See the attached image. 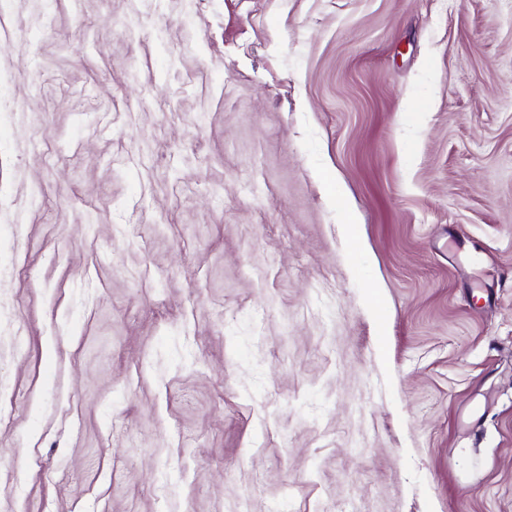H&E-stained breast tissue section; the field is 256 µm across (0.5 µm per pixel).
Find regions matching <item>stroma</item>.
I'll use <instances>...</instances> for the list:
<instances>
[{
    "label": "stroma",
    "mask_w": 512,
    "mask_h": 512,
    "mask_svg": "<svg viewBox=\"0 0 512 512\" xmlns=\"http://www.w3.org/2000/svg\"><path fill=\"white\" fill-rule=\"evenodd\" d=\"M0 512H512V0H0Z\"/></svg>",
    "instance_id": "obj_1"
}]
</instances>
